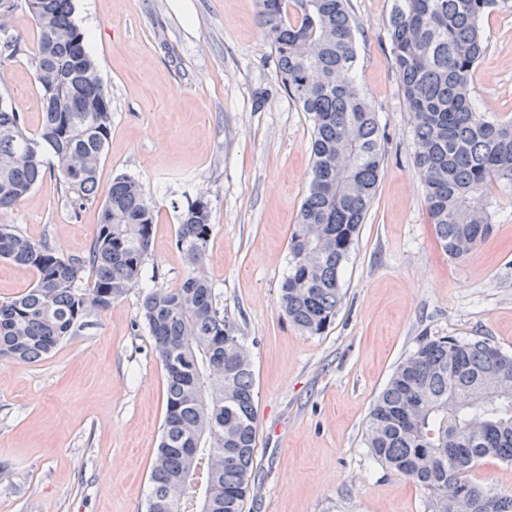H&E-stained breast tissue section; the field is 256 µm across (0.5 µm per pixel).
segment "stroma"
<instances>
[{
    "label": "stroma",
    "mask_w": 512,
    "mask_h": 512,
    "mask_svg": "<svg viewBox=\"0 0 512 512\" xmlns=\"http://www.w3.org/2000/svg\"><path fill=\"white\" fill-rule=\"evenodd\" d=\"M112 102L99 198L120 173L156 210L146 279L31 364L0 359V512H146L166 405L164 370L139 312L150 272H187L179 215L206 198L203 272L251 352L255 486L245 512H427V494L365 446L369 410L426 336L489 339L512 352V188L495 189L490 235L463 259L440 248L412 160L413 123L387 27L393 0H350L361 23L357 81L377 113L384 164L342 271L327 330L300 333L279 305L288 241L307 189L311 121L280 89L256 0H74ZM488 53L470 88L487 116L512 119V0L486 13ZM0 56V96L36 129V25ZM262 108H254L257 90ZM72 211L57 175L0 211L60 254L87 253L100 203Z\"/></svg>",
    "instance_id": "35a3bbf8"
}]
</instances>
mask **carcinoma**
Instances as JSON below:
<instances>
[{"mask_svg": "<svg viewBox=\"0 0 512 512\" xmlns=\"http://www.w3.org/2000/svg\"><path fill=\"white\" fill-rule=\"evenodd\" d=\"M24 2L35 20L42 122L32 132L0 104V210L57 171L74 210L96 196L112 103L73 20L72 0H0V32ZM288 98L313 123L309 182L288 244L280 306L308 335L330 326L341 271L374 200L383 165L376 111L353 73L359 22L349 0H257ZM498 0H394L388 36L414 124L413 163L442 250L463 258L491 232V189L512 187V120L490 121L470 76L488 51L482 30ZM209 202L180 215L188 270L156 286L142 317L166 375V409L147 512H244L256 447L251 356L202 273ZM155 224L139 182L118 175L88 252L64 257L0 224V258L32 270V288L0 300V358L41 360L92 314L138 285ZM91 273L82 286L85 273ZM372 455L428 493L429 512H512V492L476 483L486 459L512 462V354L487 340L427 336L396 366L366 422Z\"/></svg>", "mask_w": 512, "mask_h": 512, "instance_id": "obj_1", "label": "carcinoma"}]
</instances>
